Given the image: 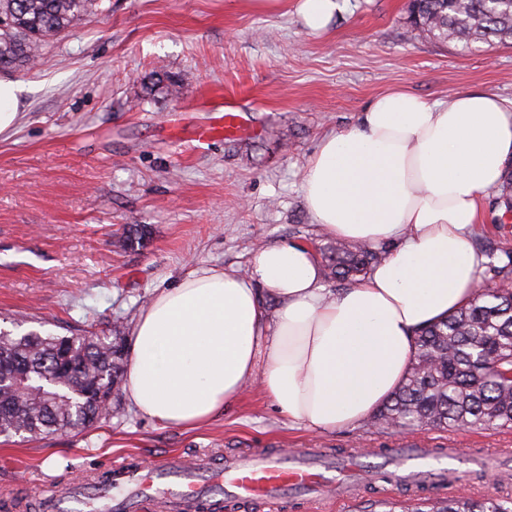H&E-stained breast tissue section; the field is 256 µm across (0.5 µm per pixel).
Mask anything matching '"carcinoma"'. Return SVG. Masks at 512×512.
Wrapping results in <instances>:
<instances>
[{"instance_id":"1","label":"carcinoma","mask_w":512,"mask_h":512,"mask_svg":"<svg viewBox=\"0 0 512 512\" xmlns=\"http://www.w3.org/2000/svg\"><path fill=\"white\" fill-rule=\"evenodd\" d=\"M98 0H0V71L18 72L47 40L84 23ZM413 29L462 43L512 42V0H410ZM493 223L512 214V171L497 186ZM366 244L336 241L323 253L332 283H353L382 258ZM490 277L472 301L419 334L418 351L402 385L368 424L392 422L442 430L512 426V250L486 251ZM123 340L30 332L0 339V437H38L79 421L92 428L104 416L97 391L121 390ZM437 512H512V496L450 495Z\"/></svg>"}]
</instances>
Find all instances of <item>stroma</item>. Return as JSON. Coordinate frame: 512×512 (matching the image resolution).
<instances>
[{
    "instance_id": "35a3bbf8",
    "label": "stroma",
    "mask_w": 512,
    "mask_h": 512,
    "mask_svg": "<svg viewBox=\"0 0 512 512\" xmlns=\"http://www.w3.org/2000/svg\"><path fill=\"white\" fill-rule=\"evenodd\" d=\"M311 34L299 0H102L85 24L50 39L18 81L24 116L0 140V330L66 336L133 329L156 291L197 266L245 270L282 241L321 251L302 172L319 140L354 125L378 94L430 101L480 88L512 103V45L472 49L415 35L408 0H341ZM174 75L180 94L155 88ZM227 97L252 131L194 147L202 102ZM142 243L128 246L131 225ZM411 437L495 457L471 493L512 487V429L416 428ZM401 432L359 423L320 434L282 414L259 385L198 429L164 427L128 399L98 427L35 440L0 438V512H38V497L80 484L125 457L192 463L256 448H328L387 469ZM358 488L344 512H430L447 498Z\"/></svg>"
}]
</instances>
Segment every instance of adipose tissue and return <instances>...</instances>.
I'll return each instance as SVG.
<instances>
[{
  "mask_svg": "<svg viewBox=\"0 0 512 512\" xmlns=\"http://www.w3.org/2000/svg\"><path fill=\"white\" fill-rule=\"evenodd\" d=\"M511 158L512 106L494 94L379 95L357 124L321 139L302 176L321 232L385 247L379 262L336 292L295 242L264 247L242 273L189 271L133 327L132 407L165 426L198 427L256 376L310 430L366 419L401 384L418 332L472 299L485 259L470 238Z\"/></svg>",
  "mask_w": 512,
  "mask_h": 512,
  "instance_id": "obj_1",
  "label": "adipose tissue"
}]
</instances>
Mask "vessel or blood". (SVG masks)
<instances>
[{
	"instance_id": "b4317fda",
	"label": "vessel or blood",
	"mask_w": 512,
	"mask_h": 512,
	"mask_svg": "<svg viewBox=\"0 0 512 512\" xmlns=\"http://www.w3.org/2000/svg\"><path fill=\"white\" fill-rule=\"evenodd\" d=\"M241 110L233 101H225L223 113L209 124L196 129V142L206 144L247 133ZM391 454L401 479L419 480L421 469H430L437 483L456 489L467 477L460 465L473 455L468 448H426L419 440H409L392 449ZM325 454L319 448L298 451L288 462L266 449L225 460L223 471H215L208 453L197 455L193 465L182 460L164 458L154 466L120 462L111 468L112 512H148L156 500H163L168 512H201L222 495L242 499L270 500L283 489L303 490L310 500L325 498L320 471ZM87 489L76 486L68 493L43 499L44 512H76Z\"/></svg>"
}]
</instances>
